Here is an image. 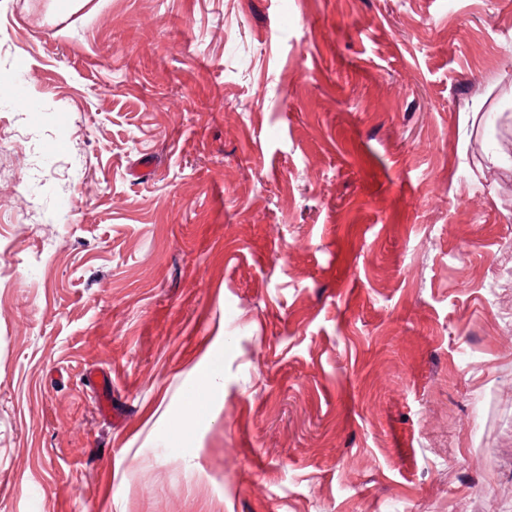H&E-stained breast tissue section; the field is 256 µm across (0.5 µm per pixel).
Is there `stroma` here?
Masks as SVG:
<instances>
[{
    "mask_svg": "<svg viewBox=\"0 0 512 512\" xmlns=\"http://www.w3.org/2000/svg\"><path fill=\"white\" fill-rule=\"evenodd\" d=\"M0 35V512H512V0Z\"/></svg>",
    "mask_w": 512,
    "mask_h": 512,
    "instance_id": "stroma-1",
    "label": "stroma"
}]
</instances>
